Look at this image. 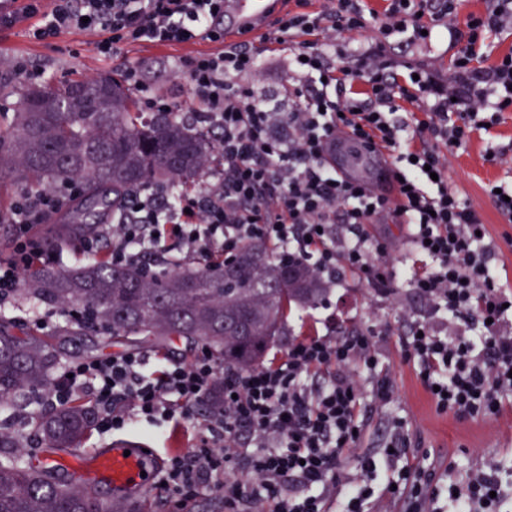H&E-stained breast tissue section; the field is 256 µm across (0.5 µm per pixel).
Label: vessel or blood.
I'll list each match as a JSON object with an SVG mask.
<instances>
[{"label": "vessel or blood", "instance_id": "b4317fda", "mask_svg": "<svg viewBox=\"0 0 512 512\" xmlns=\"http://www.w3.org/2000/svg\"><path fill=\"white\" fill-rule=\"evenodd\" d=\"M282 7V0H224L227 42L262 35ZM328 161L342 176L373 185L380 194L393 196L395 179L387 159L369 152L345 134H337L327 153ZM95 478L119 488L154 490L160 462L137 444L121 442L98 449L92 460Z\"/></svg>", "mask_w": 512, "mask_h": 512}]
</instances>
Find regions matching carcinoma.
<instances>
[{"mask_svg": "<svg viewBox=\"0 0 512 512\" xmlns=\"http://www.w3.org/2000/svg\"><path fill=\"white\" fill-rule=\"evenodd\" d=\"M37 90L51 98L46 112L26 105ZM37 90L20 91L9 133L0 135V179L78 185L80 196L66 222L55 225L51 247L94 235L137 190L195 187L215 162L208 133L170 112L138 111L133 93L110 75ZM22 291L77 311L76 333L106 328L114 337L143 336L159 345L205 341L224 363L247 368L284 331L288 309L316 305L325 288L307 266L250 244L231 266L176 270L161 279L105 256L71 268L38 264L24 273ZM55 364L46 341L0 329V400L44 385ZM96 417L94 407L79 402L53 408L38 415L37 440L49 449L73 448ZM22 447L17 433L0 430V512H136L128 499L104 504L79 483L57 479L54 468L25 460Z\"/></svg>", "mask_w": 512, "mask_h": 512, "instance_id": "carcinoma-1", "label": "carcinoma"}]
</instances>
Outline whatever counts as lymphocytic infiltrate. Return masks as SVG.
<instances>
[{"label": "lymphocytic infiltrate", "mask_w": 512, "mask_h": 512, "mask_svg": "<svg viewBox=\"0 0 512 512\" xmlns=\"http://www.w3.org/2000/svg\"><path fill=\"white\" fill-rule=\"evenodd\" d=\"M45 1L24 0L13 9L0 0V28L29 22L28 36L38 42L90 32L95 51L108 59L141 45L214 46L165 62L186 76L189 102L151 86L152 61L124 67L122 77L140 111L186 110L216 130L222 166L202 190L139 193L118 221L82 241L83 253L99 254L108 238L115 264H140L147 252L174 248L213 267L260 243L322 278L348 268L385 296L409 282L435 311L457 321L451 336L415 321L402 338L403 359L418 365L438 410L495 418L512 404V332L504 329L512 292L500 283L484 224L449 187L444 163L445 151L465 146L488 114L512 110V53L488 68L473 65L490 36L512 28V0H488L485 11L467 14L461 0H384L380 10L367 0H290L260 42L229 46L224 0H49L48 11ZM460 20L466 45L444 75L380 48L363 49L355 38L373 23L385 37L418 43ZM267 49L288 56L278 97L247 82ZM343 130L390 154L399 176L396 198L342 179L326 163L327 142ZM75 195L70 183L14 200L7 215L13 249L0 259V309L16 301L24 271L55 262L35 229ZM384 218L409 226L413 264L391 261L385 243L370 244L367 226ZM366 371L375 379L376 401L389 402L390 377L374 333L337 339L314 333L269 365L248 369H226L207 351L188 360L163 356L151 368L134 353L71 362L47 399L60 406L88 394L99 425L120 430L138 420H184L223 382L222 405L210 410L191 450L169 457L160 471L162 491L178 512L206 485L223 492L225 512H252L259 500L271 512H328L334 502L341 512H364L372 498L388 512H422L435 494L436 468L409 461L396 471L364 456L357 475L343 473V458L365 427ZM315 373L327 380L314 390L306 381ZM451 489L453 512H500L496 468Z\"/></svg>", "instance_id": "lymphocytic-infiltrate-1"}]
</instances>
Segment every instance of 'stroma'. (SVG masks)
Masks as SVG:
<instances>
[{"mask_svg": "<svg viewBox=\"0 0 512 512\" xmlns=\"http://www.w3.org/2000/svg\"><path fill=\"white\" fill-rule=\"evenodd\" d=\"M92 39L90 33L72 32L51 44H38L29 39L24 26L19 25L0 30V63L24 58L30 65L45 71L49 84L61 86L81 76L117 74L124 66L143 59L159 61L171 56H191L209 48L205 42L170 48L144 45L106 59L94 52ZM492 152L497 155L493 161L488 158ZM446 165L449 186L478 212L489 239L496 245L493 263L500 282L505 289L512 290V222L502 219L485 192L491 183L512 189V112L500 113L496 124L474 133L465 149L449 152ZM325 299L329 319L320 324V333L338 337L358 329L378 331L380 362L388 368L393 383V400L381 409L373 401L372 380H365L366 429L363 439L345 458L346 471L356 473L358 456L382 459L393 423L399 418L405 423V453L424 458L441 475L437 506L442 512L448 506L449 483L458 481L469 471L490 465L507 467L503 488L512 497V407H506L497 419L460 420L452 414L439 412L418 377V366L402 359L399 337L406 331L401 322L402 309L414 310L429 319L444 336L453 332L447 316L429 312L408 284H398L395 296L382 299L370 292L356 273L344 269L335 280L327 282ZM37 307V302L18 298L13 309L0 313V324L17 325L25 332L48 338L60 364L134 351L150 360L161 352L177 359H188L202 348L201 343L184 338L174 339L159 348L148 342L134 344L115 338L107 331L76 336L65 316L42 328L33 320ZM45 393V387L41 386L24 396L0 402V429L29 435L35 414L43 408ZM207 412L206 404H199L191 417L177 427L140 421L121 431L104 432L95 427L77 448L90 452L112 447L117 440L134 439L165 459L170 456L175 441L191 442L203 426Z\"/></svg>", "mask_w": 512, "mask_h": 512, "instance_id": "1", "label": "stroma"}]
</instances>
